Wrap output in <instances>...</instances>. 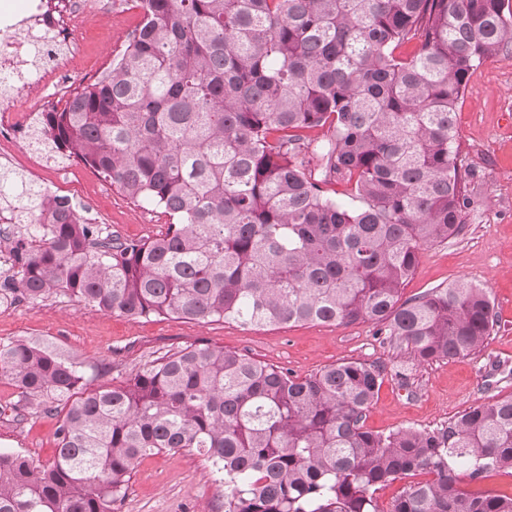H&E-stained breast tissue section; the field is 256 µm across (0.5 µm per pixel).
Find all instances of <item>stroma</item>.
<instances>
[{"label": "stroma", "mask_w": 512, "mask_h": 512, "mask_svg": "<svg viewBox=\"0 0 512 512\" xmlns=\"http://www.w3.org/2000/svg\"><path fill=\"white\" fill-rule=\"evenodd\" d=\"M106 16L78 33L83 54L72 91L94 83L124 49L138 16L125 0H105ZM463 186L471 200L462 214L465 231L425 247L404 297L465 279L491 292L498 325L478 355L414 368L408 385L385 376L364 426L373 432L432 429L469 407L512 395V52L484 60L457 105ZM35 179L78 204L91 223L127 240L155 236L169 224L161 210L137 203L84 164L46 156ZM25 339L73 363L92 386L124 380L145 363L205 342L247 352L257 360L305 377L341 361L390 368L396 351L370 323H299L246 329L234 322L202 324L171 317L112 315L75 299L0 306V340ZM16 389L0 378V452L35 463L55 453L59 418L37 409L14 411ZM224 485L195 450L161 453L134 469L117 512H222Z\"/></svg>", "instance_id": "35a3bbf8"}]
</instances>
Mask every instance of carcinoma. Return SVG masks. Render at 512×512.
Here are the masks:
<instances>
[{
    "label": "carcinoma",
    "instance_id": "cac0c4a2",
    "mask_svg": "<svg viewBox=\"0 0 512 512\" xmlns=\"http://www.w3.org/2000/svg\"><path fill=\"white\" fill-rule=\"evenodd\" d=\"M139 2L110 70L41 113L37 133L170 223L122 240L0 172L20 224L0 306L68 297L247 329L369 322L403 358V385L415 366L481 352L497 324L488 289L402 290L425 247L464 230L456 106L471 73L512 50V0ZM336 183L349 201L324 190ZM0 377L60 414L50 463L0 453V512H116L140 460L186 448L223 475L224 512H379L376 490L411 472L431 479L389 512H512V494L459 487L512 471V396L374 433L384 369L358 361L300 378L200 343L93 388L16 339L0 341Z\"/></svg>",
    "mask_w": 512,
    "mask_h": 512
}]
</instances>
